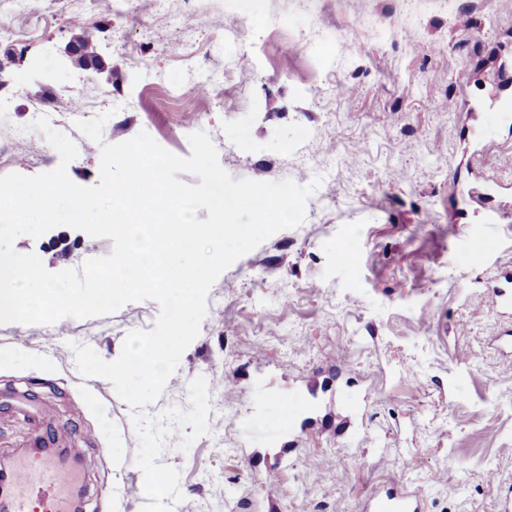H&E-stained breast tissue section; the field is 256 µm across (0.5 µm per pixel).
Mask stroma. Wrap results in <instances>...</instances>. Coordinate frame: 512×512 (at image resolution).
I'll list each match as a JSON object with an SVG mask.
<instances>
[{
  "instance_id": "obj_1",
  "label": "stroma",
  "mask_w": 512,
  "mask_h": 512,
  "mask_svg": "<svg viewBox=\"0 0 512 512\" xmlns=\"http://www.w3.org/2000/svg\"><path fill=\"white\" fill-rule=\"evenodd\" d=\"M83 36L96 65L65 54ZM501 73L512 79V0H0V175L58 166L31 128L44 116L78 147L70 179L98 184L99 147L75 123L104 113L109 143L144 131L186 157L203 130L233 179L322 180L299 227L219 276L144 409H189L190 380L207 381L209 433L184 452L171 432L159 457L180 472L174 512H363L394 481L423 490L424 512H499L512 360L481 294L512 269V225L452 184L488 176L512 196V124L479 164L465 116ZM112 245L67 226L14 242L51 272ZM159 311L0 324V463L81 449L83 512H141L133 410L78 373L72 346L112 360ZM290 402L304 410L289 424Z\"/></svg>"
}]
</instances>
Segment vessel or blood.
I'll list each match as a JSON object with an SVG mask.
<instances>
[{
    "label": "vessel or blood",
    "instance_id": "obj_1",
    "mask_svg": "<svg viewBox=\"0 0 512 512\" xmlns=\"http://www.w3.org/2000/svg\"><path fill=\"white\" fill-rule=\"evenodd\" d=\"M512 115V101L503 99L484 114V147L495 145L493 131ZM487 294L499 316L512 317V271L487 285ZM78 482L74 467L52 454H22L15 458L0 493L9 500L11 512H76L71 492ZM421 490L395 483L369 497L365 512H422Z\"/></svg>",
    "mask_w": 512,
    "mask_h": 512
}]
</instances>
